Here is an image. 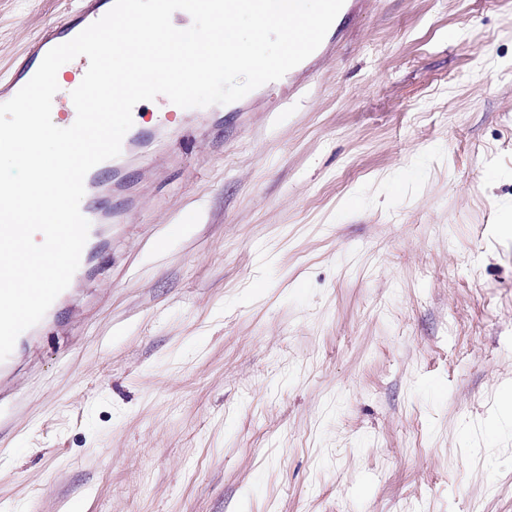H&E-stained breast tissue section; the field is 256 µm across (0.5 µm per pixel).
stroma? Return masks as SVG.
Returning <instances> with one entry per match:
<instances>
[{"label":"stroma","mask_w":512,"mask_h":512,"mask_svg":"<svg viewBox=\"0 0 512 512\" xmlns=\"http://www.w3.org/2000/svg\"><path fill=\"white\" fill-rule=\"evenodd\" d=\"M76 2L0 0V80ZM221 117L15 358L0 512H512V0Z\"/></svg>","instance_id":"1"}]
</instances>
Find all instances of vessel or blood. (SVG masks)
Masks as SVG:
<instances>
[{
	"mask_svg": "<svg viewBox=\"0 0 512 512\" xmlns=\"http://www.w3.org/2000/svg\"><path fill=\"white\" fill-rule=\"evenodd\" d=\"M112 6L113 0H84L76 16L48 27L32 42L11 80L0 85V103L9 101L29 82L33 68L43 61L50 49L77 36L89 25L102 18ZM335 41L334 34H326L316 51L285 74L284 80L288 84L289 91H297L301 86L302 77L333 55ZM170 126L167 113L156 112L149 117L141 112L134 113L133 125L122 143L120 156L99 163L86 174L81 212L89 220L90 229L81 254L80 271H88L94 257L109 246L108 238L101 232L102 224L124 223L128 211L141 208L143 204L141 192L131 190L123 180L122 174L127 164L137 157L139 150L159 139ZM181 128L186 132L208 130L212 144L217 147L224 141V127L211 112L185 113Z\"/></svg>",
	"mask_w": 512,
	"mask_h": 512,
	"instance_id": "obj_1",
	"label": "vessel or blood"
}]
</instances>
